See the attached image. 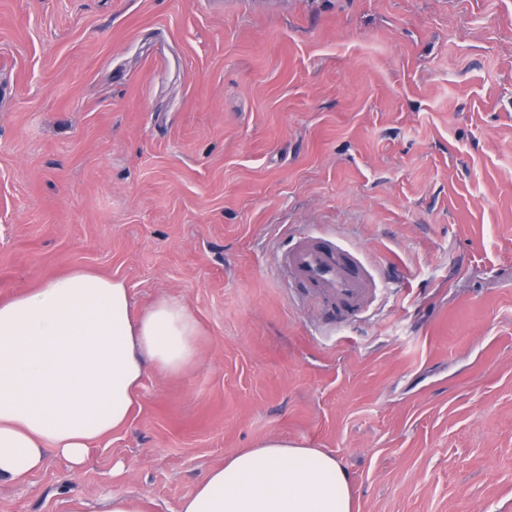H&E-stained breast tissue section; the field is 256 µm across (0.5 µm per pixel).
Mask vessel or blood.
I'll return each mask as SVG.
<instances>
[{"mask_svg":"<svg viewBox=\"0 0 512 512\" xmlns=\"http://www.w3.org/2000/svg\"><path fill=\"white\" fill-rule=\"evenodd\" d=\"M283 266L298 295L322 300L339 321L367 309L376 295V279L357 253L329 236L301 234Z\"/></svg>","mask_w":512,"mask_h":512,"instance_id":"1","label":"vessel or blood"}]
</instances>
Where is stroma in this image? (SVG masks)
<instances>
[{"instance_id":"obj_1","label":"stroma","mask_w":512,"mask_h":512,"mask_svg":"<svg viewBox=\"0 0 512 512\" xmlns=\"http://www.w3.org/2000/svg\"><path fill=\"white\" fill-rule=\"evenodd\" d=\"M302 232L369 311L289 299ZM73 267L184 302L198 355L0 512H175L272 439L354 512H512V0H0V296ZM283 266L298 295L322 300L336 322L367 309L378 289L357 253L329 236L301 234Z\"/></svg>"}]
</instances>
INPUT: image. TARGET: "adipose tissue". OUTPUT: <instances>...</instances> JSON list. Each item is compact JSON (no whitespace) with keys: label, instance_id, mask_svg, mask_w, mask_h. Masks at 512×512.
<instances>
[{"label":"adipose tissue","instance_id":"adipose-tissue-1","mask_svg":"<svg viewBox=\"0 0 512 512\" xmlns=\"http://www.w3.org/2000/svg\"><path fill=\"white\" fill-rule=\"evenodd\" d=\"M179 300L137 310L123 280L89 269L0 298V481L23 483L56 453L70 474L131 420L149 368L178 375L198 354ZM177 512H352L334 455L271 440L210 469Z\"/></svg>","mask_w":512,"mask_h":512}]
</instances>
